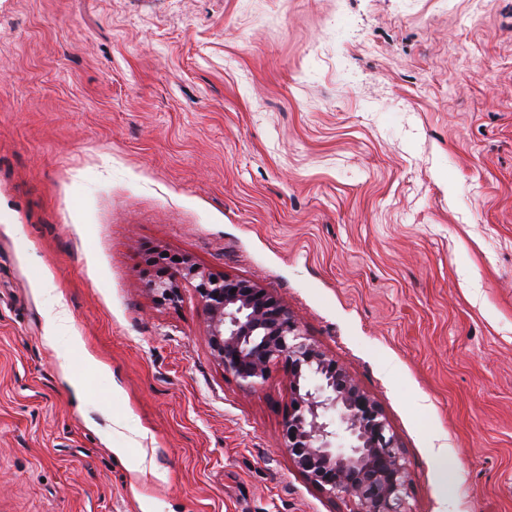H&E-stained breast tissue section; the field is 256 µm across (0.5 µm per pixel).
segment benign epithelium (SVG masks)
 <instances>
[{
	"label": "benign epithelium",
	"mask_w": 512,
	"mask_h": 512,
	"mask_svg": "<svg viewBox=\"0 0 512 512\" xmlns=\"http://www.w3.org/2000/svg\"><path fill=\"white\" fill-rule=\"evenodd\" d=\"M184 282L195 283L214 356L241 386L263 385L276 365L287 370L295 407L284 420L283 444L308 480L330 498H347L349 512H411L409 473L381 409L304 336L288 308L259 285L188 258L149 289L174 304Z\"/></svg>",
	"instance_id": "7a95c632"
}]
</instances>
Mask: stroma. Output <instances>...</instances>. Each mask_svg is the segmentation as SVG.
<instances>
[{
    "label": "stroma",
    "instance_id": "stroma-1",
    "mask_svg": "<svg viewBox=\"0 0 512 512\" xmlns=\"http://www.w3.org/2000/svg\"><path fill=\"white\" fill-rule=\"evenodd\" d=\"M165 254L287 306L412 512H512V0H0V512H349Z\"/></svg>",
    "mask_w": 512,
    "mask_h": 512
}]
</instances>
